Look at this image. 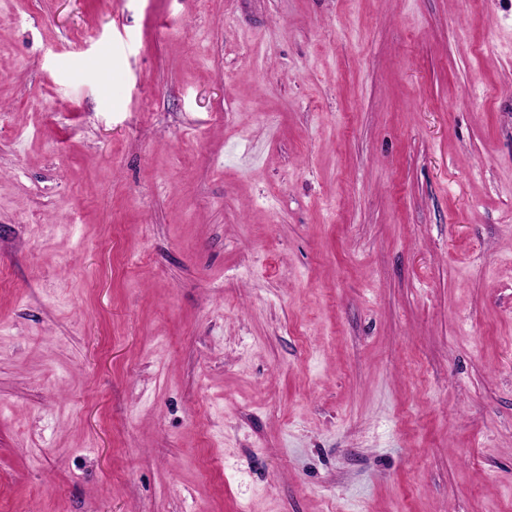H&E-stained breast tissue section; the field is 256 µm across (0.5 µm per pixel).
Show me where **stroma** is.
I'll return each instance as SVG.
<instances>
[{"instance_id": "1", "label": "stroma", "mask_w": 512, "mask_h": 512, "mask_svg": "<svg viewBox=\"0 0 512 512\" xmlns=\"http://www.w3.org/2000/svg\"><path fill=\"white\" fill-rule=\"evenodd\" d=\"M0 512H512V0H0Z\"/></svg>"}]
</instances>
